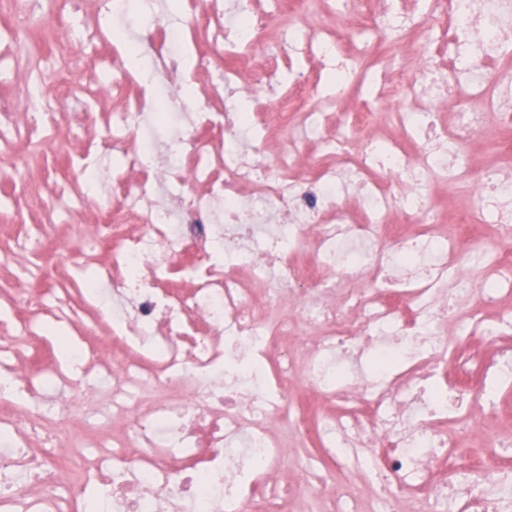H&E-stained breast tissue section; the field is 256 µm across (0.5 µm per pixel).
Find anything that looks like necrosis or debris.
<instances>
[{
  "mask_svg": "<svg viewBox=\"0 0 512 512\" xmlns=\"http://www.w3.org/2000/svg\"><path fill=\"white\" fill-rule=\"evenodd\" d=\"M321 4L311 23L274 13L268 0H185V13L203 25L188 41L160 14L129 15L124 0H9L15 30L0 35V62L28 55L20 32L39 14L83 18L76 35L46 33L57 66L40 102L24 89L0 99V153L14 155L20 184L41 191L49 230L58 209L83 205V185L40 180L24 152L55 146L74 128L85 134L78 171L102 181L107 204L97 253L71 250L66 264L99 267L112 314L92 328L138 357L116 365L86 349L85 371L104 380V408L123 426L83 428L89 454L68 487L55 480L58 461L31 442L78 418L0 413V512H80L92 487L113 512H290L305 494L321 496L328 476L320 471L302 487L267 480L283 456L271 422L310 428L288 406L284 378L296 362L282 343L287 322L272 321L269 309L282 301L316 328L305 369L319 402L337 405L315 428L319 441L339 463L369 468L380 488V507L323 499L321 512H394L400 501L411 512L444 502L458 512H512V460L486 444L490 424L505 418L512 345L477 356L454 349L446 329L452 320L465 336L512 332V307L500 302L512 296V257L472 248L476 225L512 234V171L474 170L468 153L512 111V0ZM355 14L370 40L346 27ZM111 28L147 45L150 70L190 78L202 105L185 111L170 89L150 94L137 81L120 108L103 103L99 68L82 49L97 46L109 68L125 72ZM270 38L280 41V58H263ZM422 54L436 65L411 72ZM306 56L334 62L338 87L357 83V108L338 112L332 94L297 99L288 107L296 131L266 166L261 143L274 114L256 88L284 70L308 83ZM213 57L219 67H210ZM242 99L253 111H237ZM377 103L392 112L389 134L355 138ZM331 120L330 158L310 167L302 146ZM448 183L477 189L453 232L431 195ZM173 184L187 194L178 206L167 198ZM406 220L415 223L408 238ZM116 224L141 230L117 241ZM304 224L318 233L301 238ZM355 266L371 285L352 283ZM259 288L267 305L254 302ZM475 294L480 305L461 310ZM9 308L26 344L46 331L30 281L21 280ZM443 351L454 372L440 370Z\"/></svg>",
  "mask_w": 512,
  "mask_h": 512,
  "instance_id": "1",
  "label": "necrosis or debris"
}]
</instances>
